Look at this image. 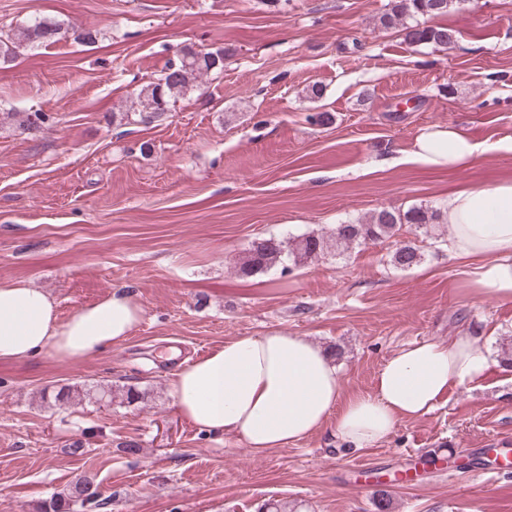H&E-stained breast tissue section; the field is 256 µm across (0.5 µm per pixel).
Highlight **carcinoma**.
Instances as JSON below:
<instances>
[{
	"label": "carcinoma",
	"instance_id": "1",
	"mask_svg": "<svg viewBox=\"0 0 512 512\" xmlns=\"http://www.w3.org/2000/svg\"><path fill=\"white\" fill-rule=\"evenodd\" d=\"M459 0H391L389 9L380 17L383 27L402 25L404 40L415 45L446 47L456 42V31L439 24L416 23L405 25L408 17L433 19L448 13ZM67 29L58 21L35 17L17 27L7 38L0 39V58L7 62L17 55V49L34 45L54 44L62 39ZM224 61V50L195 51L184 48L171 61L158 81L140 87L136 94L139 116L153 115L158 119L167 112L171 100L185 96L199 86V80L212 73L221 72L216 62ZM441 214L426 207H412L404 213L383 209L370 219L357 223L338 224L328 235H304L289 244L277 238H268L253 246L243 257L239 272L245 276L271 270L277 266L287 268V262L295 263L316 258L325 252L353 243L366 244L394 236L396 227L413 224L417 227L441 224ZM422 254L411 244H404L394 251L392 264L408 269L421 262ZM99 495L94 483L87 478L78 479L72 488L75 498L90 499Z\"/></svg>",
	"mask_w": 512,
	"mask_h": 512
}]
</instances>
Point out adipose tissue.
<instances>
[{
  "mask_svg": "<svg viewBox=\"0 0 512 512\" xmlns=\"http://www.w3.org/2000/svg\"><path fill=\"white\" fill-rule=\"evenodd\" d=\"M485 151L453 124L431 125L415 138L412 157L436 169L466 168ZM441 215L451 228L449 254L470 266L474 294L512 300V179L450 189ZM142 307L114 292L59 319L50 295L19 281L0 282V361L47 354L79 361L125 341ZM492 364L480 337L449 344L407 345L378 371L372 393L344 397L339 370L316 342L271 330L240 336L188 361L168 391L180 414L199 429L241 439L262 455L306 439L334 422L336 437L367 448L397 425L431 413L451 389L481 381Z\"/></svg>",
  "mask_w": 512,
  "mask_h": 512,
  "instance_id": "ef3b65f1",
  "label": "adipose tissue"
}]
</instances>
